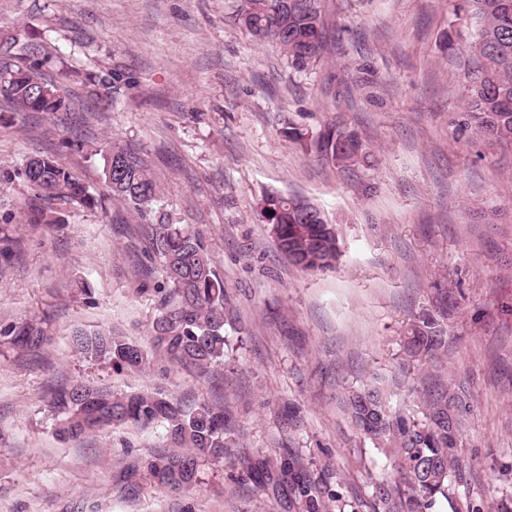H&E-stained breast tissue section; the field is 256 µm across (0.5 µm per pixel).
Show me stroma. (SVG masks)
<instances>
[{
	"instance_id": "1",
	"label": "stroma",
	"mask_w": 512,
	"mask_h": 512,
	"mask_svg": "<svg viewBox=\"0 0 512 512\" xmlns=\"http://www.w3.org/2000/svg\"><path fill=\"white\" fill-rule=\"evenodd\" d=\"M238 0H0V35L50 46L79 74L104 72L84 108L0 112V324L42 321L38 354L0 353V512H281L240 456L292 451L340 473L357 512L392 474L364 443L341 396L401 366L400 338L436 284L452 288L448 351L418 363L393 403L433 386L465 390L464 491L483 512L512 500V149L461 131L465 49L444 50L452 0H320L330 52L291 68L279 46L230 18ZM333 125L354 132L373 165L345 171L289 138ZM141 150L175 222L200 233L224 280L232 351L200 376L84 360L73 331L113 330L143 343L152 307L136 297L147 223L104 183L105 146ZM51 153L100 197L91 211L53 206L30 229L34 192L18 175ZM308 199L334 224L341 257L293 266L261 215L265 195ZM90 380L118 393L160 388L206 398L232 417L238 448L205 463L175 495L134 457L165 449L162 427L115 426L60 440L53 389Z\"/></svg>"
}]
</instances>
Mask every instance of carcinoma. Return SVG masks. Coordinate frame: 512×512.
I'll return each mask as SVG.
<instances>
[{
	"instance_id": "cac0c4a2",
	"label": "carcinoma",
	"mask_w": 512,
	"mask_h": 512,
	"mask_svg": "<svg viewBox=\"0 0 512 512\" xmlns=\"http://www.w3.org/2000/svg\"><path fill=\"white\" fill-rule=\"evenodd\" d=\"M453 14L448 49L461 41L474 62L467 73V107L460 126L489 144L512 148V0H453ZM235 21L253 36L278 43L288 65L298 71L316 65L327 49L319 0H240ZM51 59L40 44L23 43L16 35L0 39V100L11 111H70L58 83L44 72ZM289 133L319 159L343 170L362 165L369 157L356 134L334 125L315 136L294 127ZM103 173L112 195L151 226L148 254L156 266L143 271L136 288V294L153 304L151 337L149 344L140 345L110 331L82 330L73 339L77 351L88 361H108L133 373L145 372L159 361L201 374L224 366V280L212 266L199 233L172 223L157 206L159 188L148 160L137 149L108 147ZM20 175L39 200L77 210H92L98 204L87 186L52 154L26 159ZM261 213L272 226L277 249L293 265L309 271L336 266L340 247L335 228L309 202L271 193ZM451 306L444 290L434 308L418 314L405 336L407 357L419 361L448 348ZM50 340L35 320L0 328V347L34 353ZM344 402L363 438L394 462L396 475L371 485L374 512H434L439 499L454 501L466 468L459 451L462 424L473 412L465 394L442 387L424 394L419 410L397 408L390 403V389L375 378L348 391ZM51 406L61 415L55 429L61 440L114 425H161L168 450L139 459L134 468L172 492L192 486L201 462L224 461L230 447L226 409L205 398L186 407L162 390L119 395L77 381L58 388ZM243 465L258 491L284 512H355L341 481L331 486L326 472L310 469L291 451L276 459L248 457Z\"/></svg>"
}]
</instances>
